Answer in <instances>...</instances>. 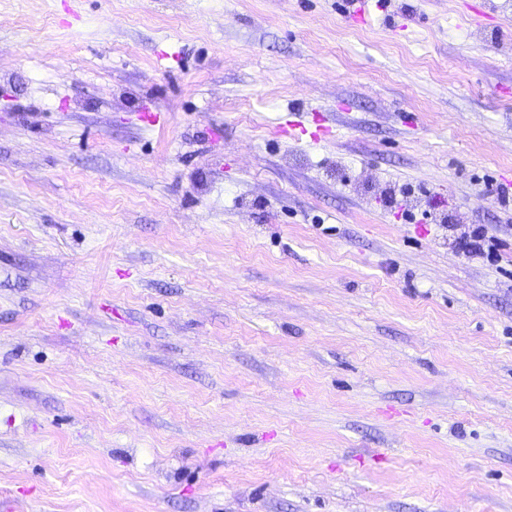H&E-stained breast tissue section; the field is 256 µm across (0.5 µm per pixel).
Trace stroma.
Instances as JSON below:
<instances>
[{"label": "stroma", "instance_id": "obj_1", "mask_svg": "<svg viewBox=\"0 0 512 512\" xmlns=\"http://www.w3.org/2000/svg\"><path fill=\"white\" fill-rule=\"evenodd\" d=\"M502 186L512 0H0V512H512Z\"/></svg>", "mask_w": 512, "mask_h": 512}]
</instances>
